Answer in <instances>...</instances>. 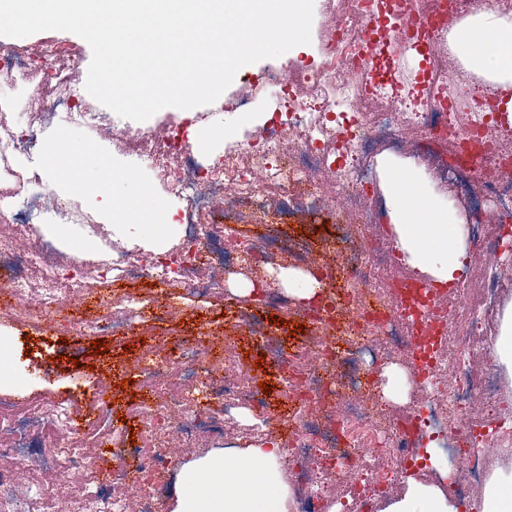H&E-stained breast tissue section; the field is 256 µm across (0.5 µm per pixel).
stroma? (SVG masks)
<instances>
[{"label": "stroma", "instance_id": "35a3bbf8", "mask_svg": "<svg viewBox=\"0 0 512 512\" xmlns=\"http://www.w3.org/2000/svg\"><path fill=\"white\" fill-rule=\"evenodd\" d=\"M330 20V15L324 12L322 5H315L310 44L297 46L276 59L243 66L224 94L196 113V123L190 138L204 144L198 156L200 164L208 167L220 164L225 149L249 140L271 118L277 105L276 98L269 96L255 101L242 111L228 108L229 99L250 82L260 79L268 70L286 68L294 72L312 64L324 46L322 33ZM48 40H60L73 48L76 56V95L80 102H90L91 97L84 83L91 49L82 38L70 32L50 30L18 39L17 44L33 52ZM395 68L412 81L429 68L438 72L457 71L465 82L476 76L475 71L463 63L461 56L444 51L440 52L437 61L433 63L428 62L420 52L410 51L396 63ZM61 138L93 146L95 150L94 156L82 158L77 164V172L86 185L85 190H75L68 173H50L40 165L44 151ZM403 139L407 143V154L401 155L384 149L371 159V165L376 171L373 202L378 210V219L376 223L366 225L365 233L371 240L384 242L391 247L396 244L391 213L395 205L393 183L397 178L408 177L410 186L422 194L434 211L447 215L449 223L462 224L466 221V213L456 200L430 182L427 175V150L413 142L411 134H404ZM101 157L107 159L112 170L111 199L107 202L93 191L101 178L97 163ZM20 162L27 176L36 178L41 186L50 188L72 206L82 210L88 217V224L99 225L102 236L121 237L134 249L159 252L172 247V240L163 238L155 221L158 213L177 212L178 203L170 200L162 187L152 184L148 178L129 179L128 169L134 162L133 157L113 153L110 140L105 139L103 134L64 122L53 124L38 132L21 155ZM139 187L149 194L147 206L117 212L116 203L133 195ZM240 280V275L230 274L225 276L223 285L210 294L187 293L181 299L183 310L179 316L142 322L136 335L126 334L108 339L103 348L104 353L117 358H130L136 350L142 349L144 338L166 336L171 342L180 343L190 340L199 330L204 329L219 335H235L232 350L251 361H258L260 354L248 344V328L240 322V312L248 308L250 302L249 296L239 291ZM91 386V380L86 377L75 380L65 374L46 376L34 373L31 367L23 365L0 367V390L10 393L23 406L29 405L41 394L55 393L72 398L74 409L79 410Z\"/></svg>", "mask_w": 512, "mask_h": 512}]
</instances>
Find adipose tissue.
<instances>
[{"label": "adipose tissue", "mask_w": 512, "mask_h": 512, "mask_svg": "<svg viewBox=\"0 0 512 512\" xmlns=\"http://www.w3.org/2000/svg\"><path fill=\"white\" fill-rule=\"evenodd\" d=\"M469 66L488 81L512 83V22L484 9L456 31ZM391 220L401 250L432 265L435 279L453 283L465 270L461 228L434 213L422 197L395 206ZM279 448L215 452L185 462L173 512H284ZM386 512H458L439 490L412 485Z\"/></svg>", "instance_id": "obj_1"}]
</instances>
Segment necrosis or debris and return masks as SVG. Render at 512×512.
I'll return each mask as SVG.
<instances>
[{
	"label": "necrosis or debris",
	"mask_w": 512,
	"mask_h": 512,
	"mask_svg": "<svg viewBox=\"0 0 512 512\" xmlns=\"http://www.w3.org/2000/svg\"><path fill=\"white\" fill-rule=\"evenodd\" d=\"M482 0H351L338 7L324 0L335 21L325 29V49L312 71L287 70L265 77L279 100L280 121L225 152L218 167L200 168L186 124L172 122L163 133L135 134L111 123L108 113L82 108L72 93L75 55L69 45L51 40L42 46L47 81L38 99L45 111H29L30 126L41 129L56 118L108 133L112 149L140 158V168L182 204L177 247L162 252L129 249L112 239V259L101 263L84 255H65V246L35 226L37 214L55 213L68 223L87 217L63 206L51 191L33 198L30 213L13 217L12 234L0 241V287L17 320L66 335L114 337L145 315L162 317L173 291L211 293L218 275L245 261L252 269L292 259L291 244L277 253L258 239L238 233V219L267 223L285 214L282 197L309 211H327L346 227L345 235L317 266L312 250L302 254L309 269L336 280L333 294L304 305L301 316L315 333L312 345L289 349L278 344L275 329L260 338L267 364L294 413L282 450L285 469L298 486L297 512H322L330 485H341L339 512H365L389 495L405 471L417 468L421 448H440L454 472L450 489L465 503L480 498L493 459H512V398L494 365L476 372L473 359L488 336L487 317L498 310L512 269V120L491 109V97L463 88L457 79H425L423 88L390 72V61L411 49L435 54L450 21L477 11ZM433 27L416 25L421 15ZM380 111H362V102ZM439 138L452 152L473 156L470 164L449 165L435 154L428 166L432 182L448 190L470 211L465 225L472 253L489 257L477 307L459 315L445 289L433 297L402 299L393 270L396 254L385 247H361L364 225L375 223L374 172L368 163L381 149H402V132ZM331 170L334 190L313 181L316 170ZM99 286L87 288L88 278ZM151 278L157 289L150 302L112 290L113 279ZM212 336L197 335L168 347L165 337L140 354L129 374L149 390L140 407L143 444L126 447L125 429L113 424L98 453L84 450L85 427L68 398L43 396L27 408L0 392V512H41L42 484L19 481V461H37L50 472L62 512H161L167 474L177 464L169 448L172 435L185 445L243 433V417L262 413L253 433L268 435L273 419L263 413L268 397L253 382L247 361L220 355ZM376 364L399 355L426 400L392 414L375 381L361 376V352ZM484 407L483 422L467 427L459 419L473 401Z\"/></svg>",
	"instance_id": "necrosis-or-debris-1"
}]
</instances>
